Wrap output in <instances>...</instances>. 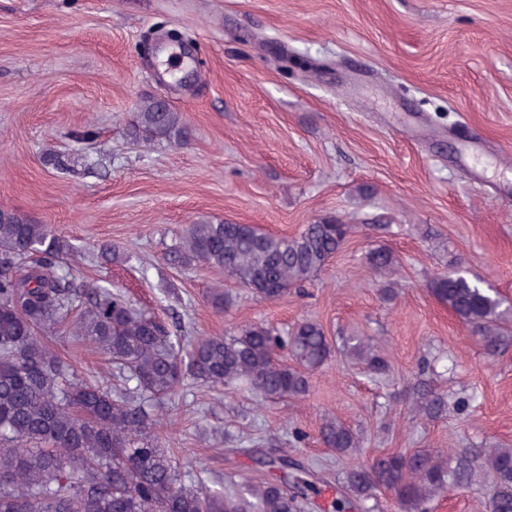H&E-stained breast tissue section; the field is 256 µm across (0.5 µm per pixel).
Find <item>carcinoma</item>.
Returning <instances> with one entry per match:
<instances>
[{
  "label": "carcinoma",
  "mask_w": 512,
  "mask_h": 512,
  "mask_svg": "<svg viewBox=\"0 0 512 512\" xmlns=\"http://www.w3.org/2000/svg\"><path fill=\"white\" fill-rule=\"evenodd\" d=\"M144 142L189 135L181 113L163 100L141 99L128 123ZM350 225L335 219L307 224L296 235H271L253 224H188L172 253L185 265L224 272L254 296L275 301L312 282L348 241ZM69 241L48 224L0 209V512H308L316 486L298 461L271 451L261 465L270 477L249 496L178 482L173 455L152 435L164 397L185 378L214 389L244 387L264 401L298 398L307 375L331 356L324 327L302 320L286 333L254 324L232 335L185 343L180 325L138 309L119 290L76 284L68 270ZM396 263L384 247L366 254L376 274ZM430 292L466 323L484 350L498 353L509 335L512 308L482 281L439 274ZM67 329L94 345L112 365V386L91 384L42 336ZM346 355L382 375L387 362L369 339L344 336ZM448 406L435 392L423 407ZM321 441L338 453L357 447L350 428L327 420ZM483 463L493 479L489 512H512V448H490ZM471 465L424 451L387 453L344 473L345 495L332 502L348 512L378 491L405 512H425L438 492L461 485Z\"/></svg>",
  "instance_id": "carcinoma-1"
}]
</instances>
